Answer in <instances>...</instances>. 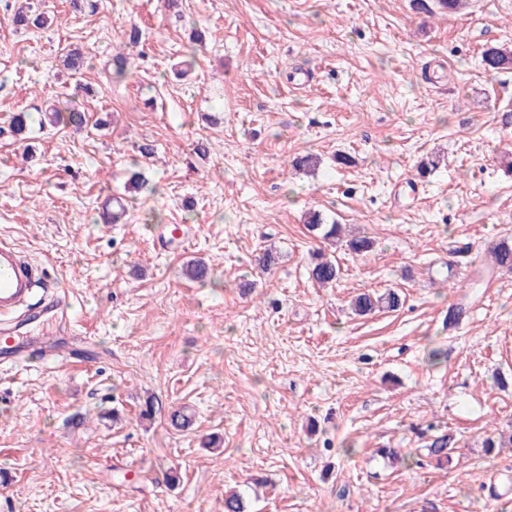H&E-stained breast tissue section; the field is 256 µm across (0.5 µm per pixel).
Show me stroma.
<instances>
[{
  "instance_id": "1",
  "label": "stroma",
  "mask_w": 512,
  "mask_h": 512,
  "mask_svg": "<svg viewBox=\"0 0 512 512\" xmlns=\"http://www.w3.org/2000/svg\"><path fill=\"white\" fill-rule=\"evenodd\" d=\"M25 5L44 28L14 24ZM490 46L512 49V0H0V127L73 93L91 117L0 135V237L66 299L43 335L94 339L88 362L0 368V512H224L233 489L251 512H512V444L483 446L512 437V270L488 253L512 242V69H483ZM307 152L318 169L294 167ZM116 196L123 223H93ZM311 208L374 241L329 249L330 288L306 274ZM386 288L400 309L352 314ZM453 437L450 434H436L431 438V442L427 445L428 456L434 458L437 463H448L453 450Z\"/></svg>"
}]
</instances>
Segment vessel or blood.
Instances as JSON below:
<instances>
[{"mask_svg":"<svg viewBox=\"0 0 512 512\" xmlns=\"http://www.w3.org/2000/svg\"><path fill=\"white\" fill-rule=\"evenodd\" d=\"M55 288L20 248L0 241V320L6 324L0 331V357L12 358L30 349L45 361L60 354L56 337L44 336L34 343L28 339L34 328L63 319L64 306Z\"/></svg>","mask_w":512,"mask_h":512,"instance_id":"1","label":"vessel or blood"}]
</instances>
